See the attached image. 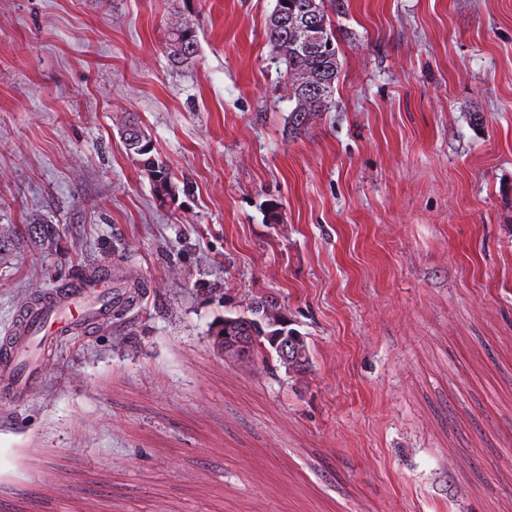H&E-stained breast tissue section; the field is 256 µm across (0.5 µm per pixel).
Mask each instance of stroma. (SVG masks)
Here are the masks:
<instances>
[{"mask_svg": "<svg viewBox=\"0 0 512 512\" xmlns=\"http://www.w3.org/2000/svg\"><path fill=\"white\" fill-rule=\"evenodd\" d=\"M341 2L290 135L275 0H0V225L58 230L0 265V341L76 268L143 286L0 403V512H512V0ZM262 294L302 372L214 346ZM167 51L174 64L192 62L198 51V34L193 23L185 19L168 27ZM124 144L127 152L150 178L155 191L164 196H175L178 187L169 167L154 153L151 135L134 117L123 124Z\"/></svg>", "mask_w": 512, "mask_h": 512, "instance_id": "35a3bbf8", "label": "stroma"}]
</instances>
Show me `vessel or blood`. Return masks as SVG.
I'll use <instances>...</instances> for the list:
<instances>
[{"label": "vessel or blood", "instance_id": "b4317fda", "mask_svg": "<svg viewBox=\"0 0 512 512\" xmlns=\"http://www.w3.org/2000/svg\"><path fill=\"white\" fill-rule=\"evenodd\" d=\"M112 274L100 271L72 280L68 287L19 314L10 337L0 343V403L23 401L44 371L32 357L37 344H51L73 331L104 322L112 315Z\"/></svg>", "mask_w": 512, "mask_h": 512}]
</instances>
